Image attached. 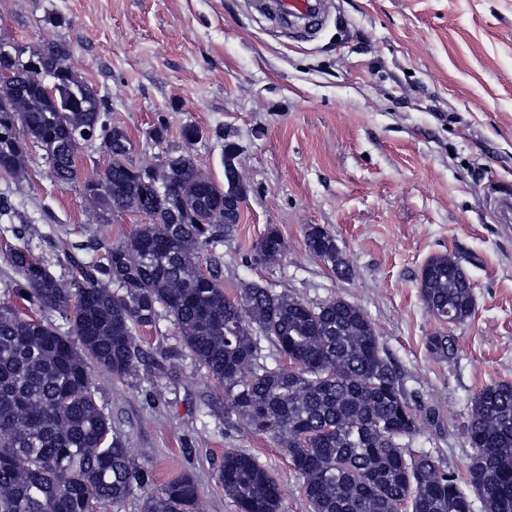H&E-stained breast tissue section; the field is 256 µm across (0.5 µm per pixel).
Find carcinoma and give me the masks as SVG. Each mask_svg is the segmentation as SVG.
I'll return each mask as SVG.
<instances>
[{
    "label": "carcinoma",
    "mask_w": 512,
    "mask_h": 512,
    "mask_svg": "<svg viewBox=\"0 0 512 512\" xmlns=\"http://www.w3.org/2000/svg\"><path fill=\"white\" fill-rule=\"evenodd\" d=\"M0 67V171L17 174L28 142L42 147L51 176L69 182L83 146L102 140L111 162L84 181L85 196L107 219L133 210L149 222L131 240L105 248L102 261L68 256L72 282L54 276L22 249L8 254L20 278L12 295L31 310L73 313L71 330L22 316L0 303V512H88L135 492L143 512H197L196 482L182 476L161 487L112 432L95 398V373L138 375L140 329L173 318L183 345L224 386L226 414L273 438L288 454L311 512H512V383L493 381L471 401L468 487L423 450L408 448L417 408L357 305L338 297L311 306L252 283L225 298L218 275L204 274L199 254L224 243L241 214L224 223L225 185L198 172L189 153L168 155L151 176L128 157L127 131L112 124L104 97L68 64L69 46L16 43ZM53 75L50 89L30 78ZM308 250L345 277L349 266L325 228H306ZM266 262L284 254L270 227L255 245ZM463 256L435 255L421 271L428 311L449 324L475 309ZM288 366L267 364L262 342ZM430 355L450 360L455 338H427ZM224 492L240 512H281L279 485L250 455L224 451Z\"/></svg>",
    "instance_id": "obj_1"
}]
</instances>
